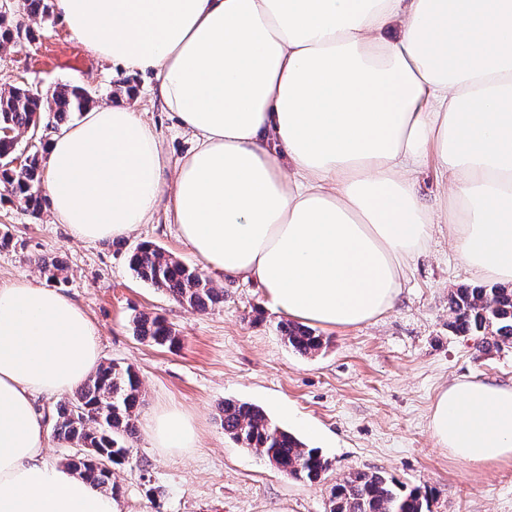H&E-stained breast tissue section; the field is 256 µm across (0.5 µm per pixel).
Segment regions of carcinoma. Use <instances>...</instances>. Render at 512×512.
<instances>
[{"label":"carcinoma","mask_w":512,"mask_h":512,"mask_svg":"<svg viewBox=\"0 0 512 512\" xmlns=\"http://www.w3.org/2000/svg\"><path fill=\"white\" fill-rule=\"evenodd\" d=\"M49 0H21L19 12L33 17L48 13ZM91 101L90 92L80 85H65L53 91V111H46L42 97L20 87L0 93V129L14 133H36L40 124L60 128L73 113H81ZM17 139H0V184L8 194L21 197L38 214L43 199L39 195L43 167L33 153L23 169L8 168ZM129 268L134 276L166 292L172 299L193 309L205 311L224 302V291L194 267L181 263L156 244L143 241L130 252ZM453 321L448 326L463 336L488 333L494 342L476 345L479 352L490 347L512 345V289L505 287L461 286L448 298ZM133 333L139 340L175 347L180 339L165 319L136 315ZM280 331L288 345L301 355H312L323 347V339L295 322H282ZM143 402L142 382L130 366L114 361L100 364L76 392L58 401L52 411L53 434L68 445L65 463L86 484L115 494L112 471L128 456L137 434L136 412ZM224 434L253 450L262 459L276 464L287 476L317 482L330 467L315 448H308L287 429L273 423L258 406L233 400L224 401ZM433 494L414 488L409 491L394 479L377 471L349 474L332 488L330 512H431Z\"/></svg>","instance_id":"carcinoma-1"}]
</instances>
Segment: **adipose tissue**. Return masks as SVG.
Listing matches in <instances>:
<instances>
[{
  "label": "adipose tissue",
  "mask_w": 512,
  "mask_h": 512,
  "mask_svg": "<svg viewBox=\"0 0 512 512\" xmlns=\"http://www.w3.org/2000/svg\"><path fill=\"white\" fill-rule=\"evenodd\" d=\"M70 32L130 76L192 147L167 159L136 103L97 107L46 142L54 223L80 242L126 236L159 204L207 270L324 328L382 316L436 225L479 280L512 282V0H57ZM435 161L438 207L417 176ZM101 362L65 293L0 281V512H120L44 458L40 396ZM160 451L191 448L175 406ZM471 466L512 459V385L458 380L429 414Z\"/></svg>",
  "instance_id": "1"
}]
</instances>
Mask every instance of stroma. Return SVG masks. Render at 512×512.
<instances>
[{
  "label": "stroma",
  "mask_w": 512,
  "mask_h": 512,
  "mask_svg": "<svg viewBox=\"0 0 512 512\" xmlns=\"http://www.w3.org/2000/svg\"><path fill=\"white\" fill-rule=\"evenodd\" d=\"M33 39L0 46V92L22 86L40 94L65 84L89 89L92 106L112 104L123 75L90 52L58 11L30 19ZM140 110L162 139L170 169L191 149L173 119L147 96L150 76H136ZM0 279L47 281L41 260L58 259L55 283L94 322L103 359L133 366L144 403L128 463L115 469L122 512H329L330 490L357 471H381L406 488L433 490L432 512H512V461L471 467L435 445L428 428L439 389L458 379L512 384V346L481 353L477 337L454 333L448 295L471 274L438 225L426 253L409 271L393 307L348 329L319 328L327 342L313 356L288 347L282 316L249 282L214 281L222 304L199 312L136 279L128 253L150 241L191 267L201 260L164 212L129 235L96 243L70 238L17 201L0 202ZM164 317L181 342L140 341L133 316ZM261 407L330 462L321 481L293 479L224 433L225 400ZM177 406L199 436L198 447L167 454L153 448L146 425Z\"/></svg>",
  "instance_id": "35a3bbf8"
}]
</instances>
